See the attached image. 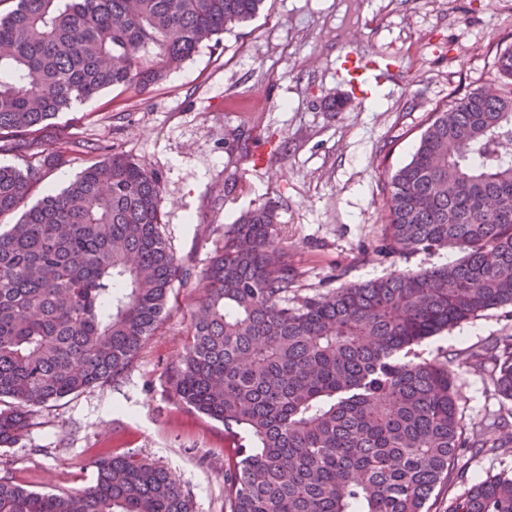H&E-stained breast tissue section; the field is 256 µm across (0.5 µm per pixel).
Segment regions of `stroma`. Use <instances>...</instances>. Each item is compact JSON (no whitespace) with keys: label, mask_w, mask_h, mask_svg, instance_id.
I'll return each instance as SVG.
<instances>
[{"label":"stroma","mask_w":512,"mask_h":512,"mask_svg":"<svg viewBox=\"0 0 512 512\" xmlns=\"http://www.w3.org/2000/svg\"><path fill=\"white\" fill-rule=\"evenodd\" d=\"M512 46V0H264L260 13L200 47L160 83L138 94L114 88L60 113L41 132L62 152L33 187L38 200L62 189L90 153L83 142L125 154L158 173L164 233L193 271L222 246V228L269 199L281 244L305 289L324 291L457 261L450 247L390 264L375 248L387 221L381 181L408 163L430 112L451 95L492 86L493 58ZM399 68L394 82L360 95L336 75L346 51ZM250 138L249 154L233 146ZM197 288H174L167 315L124 378L48 404L19 441L0 446V474L35 490L74 492L95 479L104 451L163 468L193 512H229L223 424L176 402L167 369L185 351ZM512 336V305L500 306L419 346L447 360L465 422L483 425L500 448L462 453L451 488H436L431 512L449 492L512 471V402L497 396L490 365L470 352Z\"/></svg>","instance_id":"35a3bbf8"}]
</instances>
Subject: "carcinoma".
Returning <instances> with one entry per match:
<instances>
[{"mask_svg":"<svg viewBox=\"0 0 512 512\" xmlns=\"http://www.w3.org/2000/svg\"><path fill=\"white\" fill-rule=\"evenodd\" d=\"M264 0H18L0 15V153L25 154L59 113L110 88L140 93ZM503 81L431 113L411 160L383 179L377 255L448 246L463 256L419 272L303 293L276 227L278 202L224 225L196 276L188 344L168 370L179 404L224 425L230 512H430L466 448H497L459 414L448 362L414 347L512 304V47ZM58 150L0 165V445L37 409L119 381L187 286L163 233L161 180L120 153L90 162L29 205ZM512 400V341L490 355ZM93 485L29 490L0 475V512H191L167 472L102 453ZM446 512H512V472L448 495Z\"/></svg>","mask_w":512,"mask_h":512,"instance_id":"1","label":"carcinoma"}]
</instances>
